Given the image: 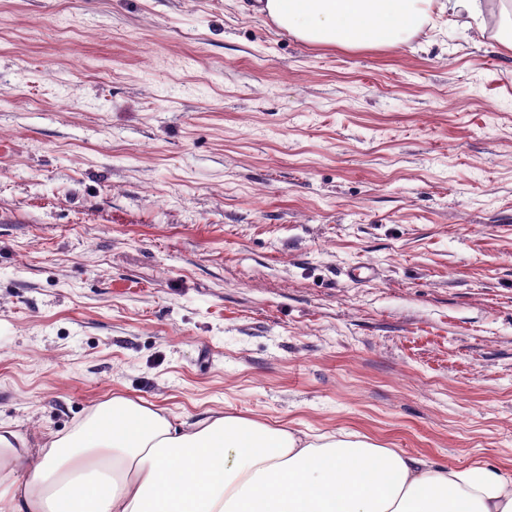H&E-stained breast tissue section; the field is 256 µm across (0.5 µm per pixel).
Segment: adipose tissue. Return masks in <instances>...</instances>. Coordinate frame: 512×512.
I'll return each mask as SVG.
<instances>
[{"label": "adipose tissue", "instance_id": "adipose-tissue-1", "mask_svg": "<svg viewBox=\"0 0 512 512\" xmlns=\"http://www.w3.org/2000/svg\"><path fill=\"white\" fill-rule=\"evenodd\" d=\"M435 0H265L304 42L403 43ZM0 512H512V477L438 470L356 432L312 433L216 415L174 423L115 396L35 455L0 425Z\"/></svg>", "mask_w": 512, "mask_h": 512}]
</instances>
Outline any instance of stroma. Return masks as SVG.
I'll return each instance as SVG.
<instances>
[{"mask_svg": "<svg viewBox=\"0 0 512 512\" xmlns=\"http://www.w3.org/2000/svg\"><path fill=\"white\" fill-rule=\"evenodd\" d=\"M433 16L0 0V423L118 394L512 476V55ZM435 0H265L260 10L304 42L363 48L404 43L432 25Z\"/></svg>", "mask_w": 512, "mask_h": 512, "instance_id": "obj_1", "label": "stroma"}]
</instances>
